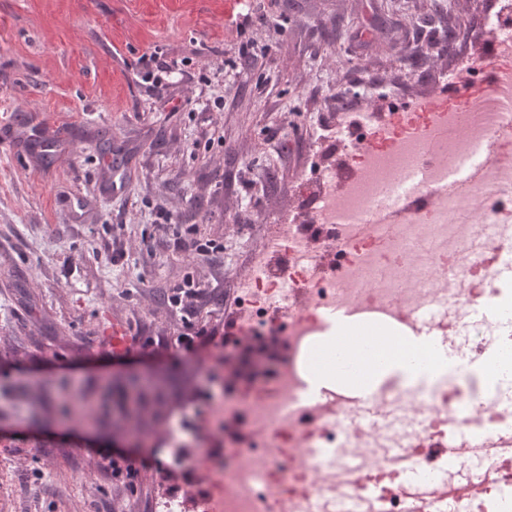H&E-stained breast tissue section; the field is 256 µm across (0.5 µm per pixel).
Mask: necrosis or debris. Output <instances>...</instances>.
I'll use <instances>...</instances> for the list:
<instances>
[{
	"instance_id": "obj_1",
	"label": "necrosis or debris",
	"mask_w": 512,
	"mask_h": 512,
	"mask_svg": "<svg viewBox=\"0 0 512 512\" xmlns=\"http://www.w3.org/2000/svg\"><path fill=\"white\" fill-rule=\"evenodd\" d=\"M500 27L489 20L480 60L455 70L454 101L414 109L396 99L387 111L346 112L321 128L315 173L302 182L295 206L269 225L253 272L239 285L254 364L237 367L233 377L257 394L226 391L208 416L213 434L235 428L251 442L205 460L204 497L193 485H177L159 497L158 512H302L303 501L335 493L336 472L354 451L370 456V477L387 492L388 512H400V480L377 449L403 448L418 459L448 425L485 437L512 427L511 378L478 417L454 383L427 394L393 393L378 413L353 420L316 411L304 393L326 328L318 307L413 313L435 294L449 300L440 328L460 353L482 354L505 335L504 325L477 318L475 308L499 297L493 274L512 258V36H501ZM487 71L492 92L472 99L468 89ZM427 155L433 191L417 196L404 223H378L404 173ZM469 157L482 190L449 192V174Z\"/></svg>"
}]
</instances>
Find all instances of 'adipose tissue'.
<instances>
[{
  "label": "adipose tissue",
  "instance_id": "ef3b65f1",
  "mask_svg": "<svg viewBox=\"0 0 512 512\" xmlns=\"http://www.w3.org/2000/svg\"><path fill=\"white\" fill-rule=\"evenodd\" d=\"M320 347L325 355L307 376L308 384L313 386L345 380L361 390L375 389L390 381L403 387H429L468 372L478 379L479 394L484 397L506 369L499 357L470 368L441 356L430 358L412 350L398 353L389 349L385 337L369 340L365 328L356 324L329 327L320 338Z\"/></svg>",
  "mask_w": 512,
  "mask_h": 512
}]
</instances>
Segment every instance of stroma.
Instances as JSON below:
<instances>
[{"mask_svg": "<svg viewBox=\"0 0 512 512\" xmlns=\"http://www.w3.org/2000/svg\"><path fill=\"white\" fill-rule=\"evenodd\" d=\"M224 4L0 0V512H156L171 460L203 482L204 431L180 422L206 411L212 359L174 340L236 320L238 283L295 205L321 127L348 103L435 94L501 10L275 0L241 65ZM42 126L64 132L61 151H14L13 130ZM179 235L211 248H175ZM189 281L196 294L172 306ZM112 323L135 339L124 354ZM116 453L134 480L105 470Z\"/></svg>", "mask_w": 512, "mask_h": 512, "instance_id": "35a3bbf8", "label": "stroma"}]
</instances>
